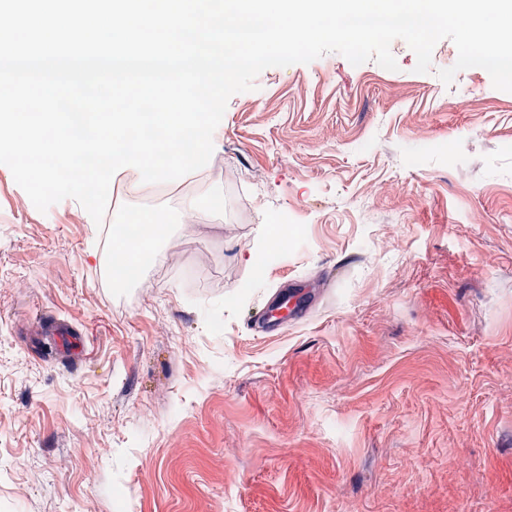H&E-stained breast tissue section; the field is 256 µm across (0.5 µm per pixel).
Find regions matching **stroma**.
Masks as SVG:
<instances>
[{"label":"stroma","mask_w":512,"mask_h":512,"mask_svg":"<svg viewBox=\"0 0 512 512\" xmlns=\"http://www.w3.org/2000/svg\"><path fill=\"white\" fill-rule=\"evenodd\" d=\"M391 52L233 95L223 209L113 182L171 226L129 283L0 164V512H512V92ZM286 281L304 315L255 332Z\"/></svg>","instance_id":"35a3bbf8"}]
</instances>
